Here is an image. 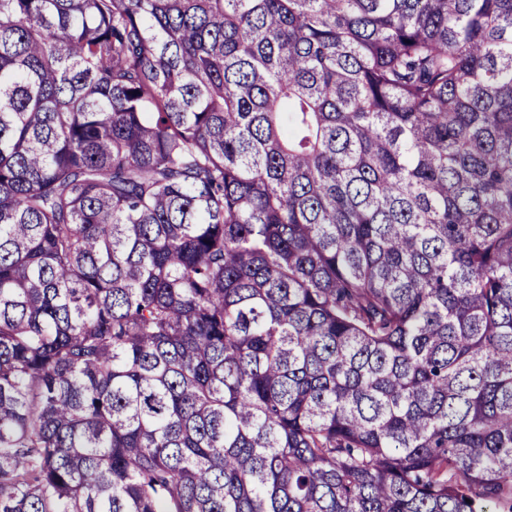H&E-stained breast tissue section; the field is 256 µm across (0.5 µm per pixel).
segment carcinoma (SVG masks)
Returning a JSON list of instances; mask_svg holds the SVG:
<instances>
[{
	"label": "carcinoma",
	"mask_w": 512,
	"mask_h": 512,
	"mask_svg": "<svg viewBox=\"0 0 512 512\" xmlns=\"http://www.w3.org/2000/svg\"><path fill=\"white\" fill-rule=\"evenodd\" d=\"M512 512V0H0V512Z\"/></svg>",
	"instance_id": "1"
}]
</instances>
